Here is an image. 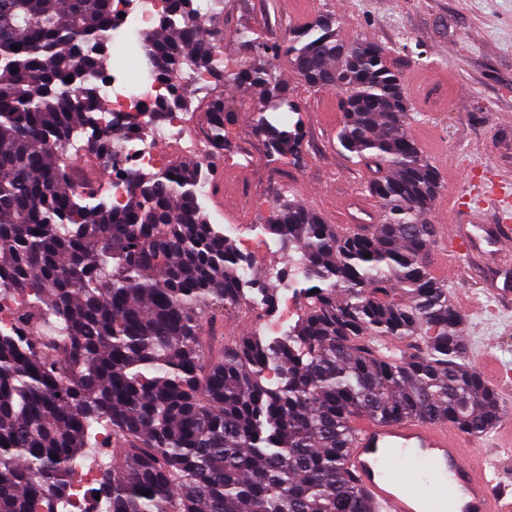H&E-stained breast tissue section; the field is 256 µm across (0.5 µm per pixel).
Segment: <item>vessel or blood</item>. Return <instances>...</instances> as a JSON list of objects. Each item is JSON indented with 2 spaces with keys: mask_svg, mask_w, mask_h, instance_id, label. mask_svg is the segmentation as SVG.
Segmentation results:
<instances>
[{
  "mask_svg": "<svg viewBox=\"0 0 512 512\" xmlns=\"http://www.w3.org/2000/svg\"><path fill=\"white\" fill-rule=\"evenodd\" d=\"M451 251L463 254L480 246L497 251L512 249V225L494 228L474 225L467 230L444 228ZM351 446L346 468L368 504L379 512H430L407 475H393L386 459L423 460L450 491L447 512H512V490L498 486L492 455L481 449V438L468 435L445 421L417 418L354 416L349 423Z\"/></svg>",
  "mask_w": 512,
  "mask_h": 512,
  "instance_id": "obj_1",
  "label": "vessel or blood"
}]
</instances>
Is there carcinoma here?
Instances as JSON below:
<instances>
[{
  "label": "carcinoma",
  "mask_w": 512,
  "mask_h": 512,
  "mask_svg": "<svg viewBox=\"0 0 512 512\" xmlns=\"http://www.w3.org/2000/svg\"><path fill=\"white\" fill-rule=\"evenodd\" d=\"M214 5L205 30L194 0H162L141 40L151 78L261 88L255 132L270 160L295 165L299 107L270 59L336 88V139L365 167L382 221L345 234L281 194L261 225L285 266L249 280L199 202V162L129 172L128 203L112 207L62 148L82 134L83 155L100 159L137 127L130 115L97 128L95 83L125 61L112 53L114 0H0V300H22L25 331L0 330V512H73L84 469L98 472L101 512H373L345 467L351 417L446 419L478 436L499 420L425 262L441 180L407 133L385 50L340 39L319 15L278 44L236 31L253 56L229 71ZM209 102L222 142L236 116L221 95ZM191 104L177 94L154 118ZM283 284L305 298L288 330L220 336L230 310L273 314Z\"/></svg>",
  "instance_id": "1"
}]
</instances>
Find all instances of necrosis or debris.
Wrapping results in <instances>:
<instances>
[{"mask_svg":"<svg viewBox=\"0 0 512 512\" xmlns=\"http://www.w3.org/2000/svg\"><path fill=\"white\" fill-rule=\"evenodd\" d=\"M124 76V71H113L111 80L96 86L98 96L109 104L108 111L100 113L98 117L101 130H108L111 123L118 121L125 113L136 112L140 115L136 133L121 140L112 156L102 160L109 172L107 193L112 204L118 208L124 207L129 198L127 170H157L173 165L175 155L166 154V147L175 146L176 155L206 159L213 152L210 132L204 129L198 115L175 112L163 122L153 119L154 106L173 94L189 91L190 82L155 80L142 83L136 93L130 94L126 91Z\"/></svg>","mask_w":512,"mask_h":512,"instance_id":"necrosis-or-debris-1","label":"necrosis or debris"}]
</instances>
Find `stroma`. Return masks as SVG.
<instances>
[{
  "label": "stroma",
  "mask_w": 512,
  "mask_h": 512,
  "mask_svg": "<svg viewBox=\"0 0 512 512\" xmlns=\"http://www.w3.org/2000/svg\"><path fill=\"white\" fill-rule=\"evenodd\" d=\"M327 13L336 17L342 40L367 39L384 47L401 77L412 105L408 133L442 180L430 223H498L493 209L460 201L457 193L467 180L489 187L496 174L512 173V0H224L225 67L237 69L248 57L232 39L236 30L250 29L273 43L288 26ZM274 70L301 108L300 167L268 161L265 142L256 141L250 112L260 104L259 89H224L227 108L239 114L232 138L255 142L259 158L246 167H225L223 207L202 201L211 223L246 225L267 245L253 268L258 276L282 263L272 235L260 226L282 190L336 225L353 223L357 203L371 199L364 189L366 171L335 137L341 121L337 92L310 89L286 59L275 60ZM426 262L449 269L446 286L456 307L471 299L481 304L464 315L467 362L477 365L480 349L489 346L503 374L512 376V300L495 295L498 288L512 287V252L462 257L438 243Z\"/></svg>",
  "instance_id": "obj_1"
}]
</instances>
